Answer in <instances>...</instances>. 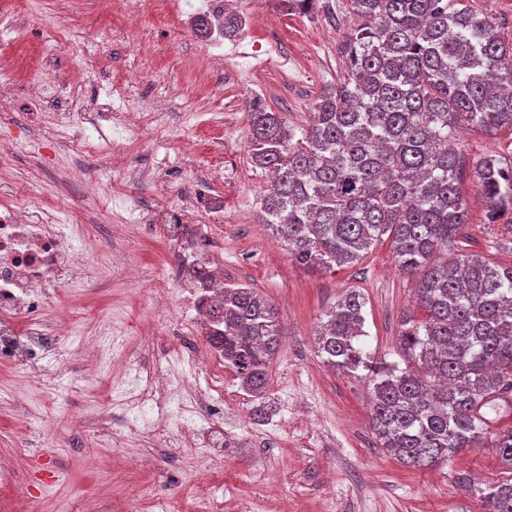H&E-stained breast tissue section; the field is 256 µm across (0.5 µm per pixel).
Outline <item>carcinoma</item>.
Instances as JSON below:
<instances>
[{
	"label": "carcinoma",
	"instance_id": "cac0c4a2",
	"mask_svg": "<svg viewBox=\"0 0 512 512\" xmlns=\"http://www.w3.org/2000/svg\"><path fill=\"white\" fill-rule=\"evenodd\" d=\"M462 0H350L360 24L338 53L346 74L317 98L309 124L250 113L251 161L271 175L261 223L295 263H355L390 241L398 270L415 283L422 316L401 323L398 362L357 345L365 298L350 291L327 312L317 349L334 370L371 386V426L381 447L416 468L490 447L512 465V428L490 431L475 413L512 390V267L462 253L468 223L458 184L457 127L512 130V43ZM243 27L224 13V38ZM487 218L512 206V158L477 164ZM207 340L224 353L265 417L268 368L283 346L278 308L247 287H224L209 305ZM484 512H512V482L478 490Z\"/></svg>",
	"mask_w": 512,
	"mask_h": 512
}]
</instances>
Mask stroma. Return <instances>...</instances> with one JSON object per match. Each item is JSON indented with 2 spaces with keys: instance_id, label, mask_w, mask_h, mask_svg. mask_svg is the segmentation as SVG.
<instances>
[{
  "instance_id": "obj_1",
  "label": "stroma",
  "mask_w": 512,
  "mask_h": 512,
  "mask_svg": "<svg viewBox=\"0 0 512 512\" xmlns=\"http://www.w3.org/2000/svg\"><path fill=\"white\" fill-rule=\"evenodd\" d=\"M138 3L112 0L105 12L99 0H0V12L28 19L18 40L27 67L0 52V139L18 144L12 167L0 170V197H24L56 224L82 218L77 247L88 258L57 292L71 318L56 349L38 362L0 363V469L14 476L0 484V512H484L459 480H511L494 449L469 448L439 467L401 464L377 444L363 379L317 354L327 312L357 290L359 346L395 360L413 291L390 243L351 265L308 269L258 220L268 176L249 156V114L259 106L306 126L345 69L337 47L357 23L350 0H317L311 14L238 0L244 27L224 44L231 64L210 70L201 67L194 8L176 20L154 8L126 29L122 15ZM246 60V73L232 70ZM40 68L62 94L85 98L67 132H56L55 105L32 89ZM104 104L152 113L154 134L96 131ZM74 131L93 153L72 150ZM456 149L467 167L459 249L511 267L512 211L488 221L472 171L484 156L512 155V131L466 129ZM77 164L96 196L67 182ZM192 205L211 227L209 255L223 263L225 284L254 289L280 311L286 337L269 366L266 418L253 417L245 392L232 408L196 404L210 371L178 332L191 319L175 285L183 247L153 220ZM158 371L164 395L134 407L131 382Z\"/></svg>"
}]
</instances>
